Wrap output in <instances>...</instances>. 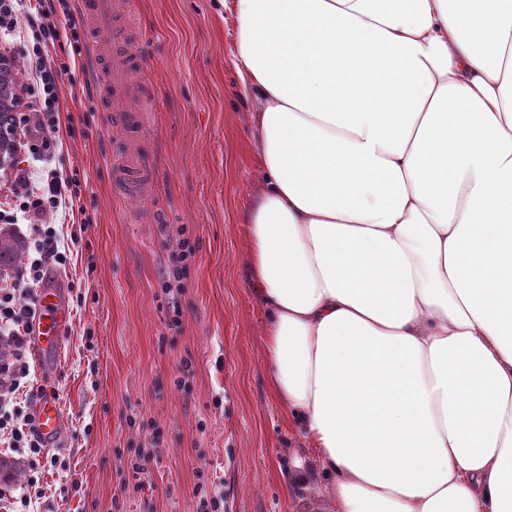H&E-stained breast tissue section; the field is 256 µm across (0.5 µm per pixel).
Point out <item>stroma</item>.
Segmentation results:
<instances>
[{
	"mask_svg": "<svg viewBox=\"0 0 512 512\" xmlns=\"http://www.w3.org/2000/svg\"><path fill=\"white\" fill-rule=\"evenodd\" d=\"M124 43L144 67L116 111L100 109L93 62L63 77L55 146L42 167L75 176L49 211L66 262L48 268L72 318L60 362L30 365L26 410L41 392L63 433L44 469L41 512H196V486L224 512H332L268 387L262 309L250 297L237 222L263 172L233 64L235 21L220 0H130ZM128 110L140 125H123ZM144 160L145 189L123 161ZM190 241L191 257L180 258ZM144 461L133 478L131 465Z\"/></svg>",
	"mask_w": 512,
	"mask_h": 512,
	"instance_id": "35a3bbf8",
	"label": "stroma"
}]
</instances>
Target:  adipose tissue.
<instances>
[{"instance_id":"obj_1","label":"adipose tissue","mask_w":512,"mask_h":512,"mask_svg":"<svg viewBox=\"0 0 512 512\" xmlns=\"http://www.w3.org/2000/svg\"><path fill=\"white\" fill-rule=\"evenodd\" d=\"M238 222L332 512H512V0H234Z\"/></svg>"}]
</instances>
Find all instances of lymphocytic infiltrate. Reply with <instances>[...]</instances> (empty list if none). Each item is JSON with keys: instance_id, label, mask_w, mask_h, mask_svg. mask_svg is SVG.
I'll use <instances>...</instances> for the list:
<instances>
[{"instance_id": "1", "label": "lymphocytic infiltrate", "mask_w": 512, "mask_h": 512, "mask_svg": "<svg viewBox=\"0 0 512 512\" xmlns=\"http://www.w3.org/2000/svg\"><path fill=\"white\" fill-rule=\"evenodd\" d=\"M19 10L27 16L33 32L38 33L39 43L30 57L32 82L28 87L36 105L31 111L18 113L16 125L22 134L23 145L40 155L50 152L54 146L51 134L57 123L62 76L69 69L68 64L55 65L44 57L45 46L59 37L57 28L49 22L50 16H63L74 56L86 54L87 45L84 30L76 17L75 0H0V15L9 17ZM77 185V178L62 177L53 172L36 182L25 169L15 176L19 208L37 231L31 242L36 257L27 275L0 286V331L5 333L12 346L11 362L0 366V429H10V447L26 455L34 471L43 466L44 445L35 429L34 414L14 407L13 398L20 389L22 378L28 374L25 343L37 313V286L45 266L61 263L65 258L53 226L43 223L42 217L47 210L59 207L67 195L75 193Z\"/></svg>"}]
</instances>
